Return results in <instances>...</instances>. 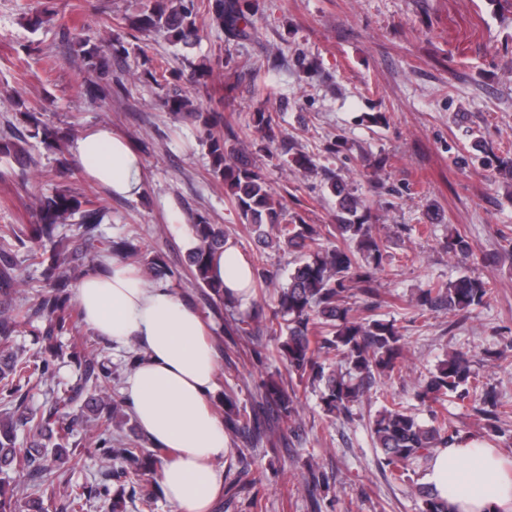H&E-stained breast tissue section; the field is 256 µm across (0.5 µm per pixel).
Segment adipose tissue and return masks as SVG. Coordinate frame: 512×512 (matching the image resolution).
Wrapping results in <instances>:
<instances>
[{"mask_svg":"<svg viewBox=\"0 0 512 512\" xmlns=\"http://www.w3.org/2000/svg\"><path fill=\"white\" fill-rule=\"evenodd\" d=\"M74 151L85 173L112 196L143 194V162L125 136L93 128ZM212 271L226 293L249 296L255 274L236 248L226 246ZM75 294L83 322L95 336L113 349L138 352L122 394L145 436L171 451L158 471L170 512H210L224 485L216 462L227 454L228 439L208 398L218 352L199 310L109 257L77 282ZM426 480L447 500L448 512H512V475L503 472L494 449L477 442L436 449Z\"/></svg>","mask_w":512,"mask_h":512,"instance_id":"1","label":"adipose tissue"}]
</instances>
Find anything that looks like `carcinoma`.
<instances>
[{
	"instance_id": "obj_1",
	"label": "carcinoma",
	"mask_w": 512,
	"mask_h": 512,
	"mask_svg": "<svg viewBox=\"0 0 512 512\" xmlns=\"http://www.w3.org/2000/svg\"><path fill=\"white\" fill-rule=\"evenodd\" d=\"M53 5V0H43L29 14L28 26H40ZM206 8L212 24L228 36L243 39L252 34V12L244 0H207ZM197 16L196 0H147L132 24L175 45L190 47L204 32ZM72 42L86 71L96 76L90 86L98 96L107 98L112 88H123L121 74L112 73V57H130L120 35L110 34L99 43L76 36ZM17 106L24 108L23 123H8L0 129V156L20 164L22 177L26 169L37 165L34 147L61 154L66 135L44 119L43 108L29 109L22 100ZM163 106L202 124L212 174L224 182L240 218L261 244L254 256L257 273L273 280L264 263L267 248L300 257L277 292V307L269 313L254 307L236 323L238 332L276 340L274 350L259 344L253 353L263 364L281 362L288 380L279 373L259 378L254 385L255 400L249 406L224 395L227 431L246 438L250 445L273 442L280 425L299 422L300 390L316 384L322 387L321 402L330 420L352 418L361 397L402 374L408 361L400 327L375 313L381 298L377 274L383 270L388 245L373 233L369 211L347 184L335 179L327 183V190L336 197L335 223L308 224L298 215L286 218L283 204L255 170L248 145L238 143L234 133L226 138L220 131L222 113L197 111L187 92L166 96ZM252 124L267 143L275 141L270 113H253ZM35 217L33 224L0 225V512H49V501L59 487L63 488L65 512H88L93 498L110 494L112 477L137 476L113 470L112 462L123 459L144 465L145 451L139 440L113 447L112 423L129 417L130 407L125 398L110 394L112 371L100 359L98 349L86 342L74 346L81 370L77 383L58 390L55 399L40 409L30 407L29 391L35 382L54 381L58 339L72 333L75 306L69 271H87L98 260L96 252L71 248V238L61 229L75 218L77 235L91 239L103 210L68 189H57L36 198ZM191 228L195 244L183 272L169 267L161 253L139 255L126 238L107 241L106 251L119 260L138 258L142 274L153 280L180 281L187 273L216 307L238 306L237 298L224 296V284L214 280L211 271L226 246L223 225L200 215ZM17 248L26 251L31 264L44 267L42 285L32 303L19 307L15 302L21 282ZM444 248L461 259L475 254L470 238L459 230L448 235ZM492 294L490 281L466 273L449 282H428L406 310L416 319L438 309L465 314ZM34 322L40 323L36 336L41 347L29 356L13 349V342L22 326ZM415 397L428 408L429 421L420 420L392 396L370 425L374 445L382 454L379 464L394 482L411 480L414 465L460 438L458 426L439 410L444 401L450 399L473 412L492 433L505 432V419L512 416V406L480 379L468 349L451 352L427 372L418 381ZM79 427L91 433L103 459L104 479L95 488L65 479L80 466L74 452L78 444L73 441ZM21 433L30 439V447L18 443ZM304 481L314 490L329 487V476L313 463ZM418 495L419 512H448V503L435 497L429 487H419Z\"/></svg>"
}]
</instances>
